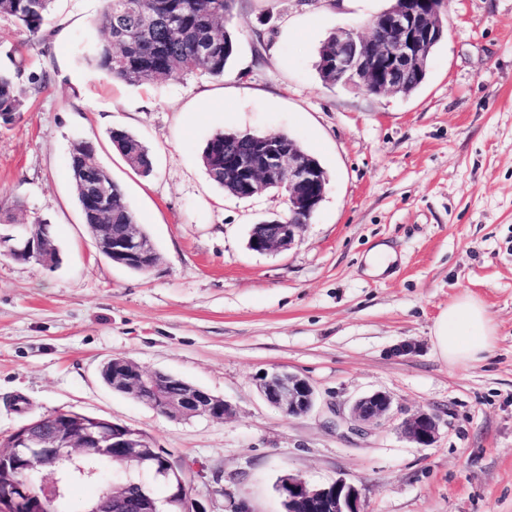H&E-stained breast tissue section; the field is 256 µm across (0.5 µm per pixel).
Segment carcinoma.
Instances as JSON below:
<instances>
[{
    "label": "carcinoma",
    "mask_w": 512,
    "mask_h": 512,
    "mask_svg": "<svg viewBox=\"0 0 512 512\" xmlns=\"http://www.w3.org/2000/svg\"><path fill=\"white\" fill-rule=\"evenodd\" d=\"M55 0H0V19L22 28L32 41L45 39L44 26ZM98 24L109 33V39L96 44L90 52L91 67L112 80L130 86L145 82L179 79L187 75L224 76L233 55L235 39L224 28L236 0H104ZM10 66L0 67V121L9 124L20 112L22 98L28 91L47 88L50 75L46 71L24 74L23 60L13 50L5 51ZM336 66L335 32H330L318 51L317 69L325 77V64ZM112 146L138 172L149 175L153 170L151 154L133 133L116 129L109 134ZM93 142L79 140L70 150L69 167L77 189L84 223L134 224L136 218L126 203L124 193L96 159ZM202 162L209 178L224 186V132L209 138L202 151ZM101 182L112 183L109 208L101 210L87 191L90 175ZM108 459L94 448L83 451L78 461L64 462L57 477L63 496L56 502V512H72L69 488L78 481L95 477ZM112 465L129 473L119 488L130 501H137L157 512H179L172 498L177 481L164 474L157 457L148 454L129 462L114 461ZM148 474L161 482L167 495L158 498L151 487L139 479Z\"/></svg>",
    "instance_id": "carcinoma-1"
}]
</instances>
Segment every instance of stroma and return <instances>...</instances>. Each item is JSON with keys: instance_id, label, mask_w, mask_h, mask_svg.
<instances>
[{"instance_id": "obj_1", "label": "stroma", "mask_w": 512, "mask_h": 512, "mask_svg": "<svg viewBox=\"0 0 512 512\" xmlns=\"http://www.w3.org/2000/svg\"><path fill=\"white\" fill-rule=\"evenodd\" d=\"M390 0H236L237 49L224 77L139 86L94 73L103 0H55L49 51L0 21L4 50L51 81L0 125V234L46 218L59 262L0 257V439L57 410L147 433L186 466L205 512H284L281 478L358 484L367 512H512V0H447L446 31L412 94L325 85L318 50L338 27L365 30ZM139 136L144 176L109 140ZM224 130L285 134L329 183L294 244L247 247L254 224L288 213L283 192L229 196L201 154ZM89 140L122 188L159 260L145 274L103 257L83 221L69 168ZM390 247L371 274L369 251ZM485 305L496 340L473 366L436 351L438 315L463 293ZM407 356H394L402 342ZM112 357L226 401L222 419L172 420L100 377ZM273 368L309 380L317 402L291 418L263 399ZM375 391L393 421L356 435L335 411ZM434 411L433 445L398 424Z\"/></svg>"}]
</instances>
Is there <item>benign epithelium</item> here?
I'll return each mask as SVG.
<instances>
[{"label":"benign epithelium","instance_id":"7a95c632","mask_svg":"<svg viewBox=\"0 0 512 512\" xmlns=\"http://www.w3.org/2000/svg\"><path fill=\"white\" fill-rule=\"evenodd\" d=\"M406 0L385 11L369 23L361 34L353 28L336 29V78L359 85L371 94L397 93L405 74L417 70L440 41L443 30L439 17L443 0H422L423 7H405ZM224 181L235 184L245 197L277 187L287 191L288 216L262 223V234L249 239L248 247L256 253H269L290 247L303 225L307 224L323 200L328 179L314 158L302 152L293 140L281 135H265L251 141L241 137L224 138ZM92 237L100 253L124 267L148 263L155 265L157 253L151 239L134 224H91ZM14 236L0 237V246L18 260H34L53 267L57 252L49 244V225L24 224L18 243ZM162 373L149 371L125 358L112 360V387L127 394L153 390L158 394L155 410L172 419L204 416L223 418L229 405L190 383L179 391L161 390ZM258 387L266 401L289 417L308 414L316 395L311 383L297 373L273 369L258 377ZM392 401L381 391L356 399L349 412L336 411L335 427L352 433H366L391 417ZM48 435L35 436L32 425L13 432L11 450L0 455V470L9 460L19 470H37L53 466L74 451L99 448L114 459L133 461L150 444L141 440L139 430L63 410L55 417ZM403 435L411 442L428 447L439 430L437 414L422 410L400 423ZM28 495L25 488L11 481L0 482V512H10L17 493ZM280 492L288 504L286 512H365L359 487L338 479L322 487H311L293 477L282 479ZM57 485L43 480L39 508L33 512H54ZM125 498L105 496L93 512H128Z\"/></svg>","mask_w":512,"mask_h":512}]
</instances>
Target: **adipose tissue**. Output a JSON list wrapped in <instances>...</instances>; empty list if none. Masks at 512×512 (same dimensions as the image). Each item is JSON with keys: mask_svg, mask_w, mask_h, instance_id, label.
I'll use <instances>...</instances> for the list:
<instances>
[{"mask_svg": "<svg viewBox=\"0 0 512 512\" xmlns=\"http://www.w3.org/2000/svg\"><path fill=\"white\" fill-rule=\"evenodd\" d=\"M494 341L495 327L484 304L468 293L449 303L433 327L434 345L452 367L481 362Z\"/></svg>", "mask_w": 512, "mask_h": 512, "instance_id": "adipose-tissue-1", "label": "adipose tissue"}]
</instances>
